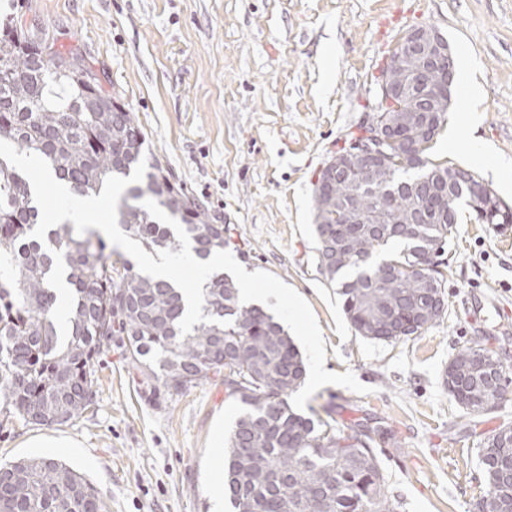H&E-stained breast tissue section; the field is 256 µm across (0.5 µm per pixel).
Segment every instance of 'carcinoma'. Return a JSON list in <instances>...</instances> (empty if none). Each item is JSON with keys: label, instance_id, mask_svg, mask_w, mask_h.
Returning <instances> with one entry per match:
<instances>
[{"label": "carcinoma", "instance_id": "carcinoma-1", "mask_svg": "<svg viewBox=\"0 0 512 512\" xmlns=\"http://www.w3.org/2000/svg\"><path fill=\"white\" fill-rule=\"evenodd\" d=\"M450 85L435 111L414 121L407 102L387 120L400 142L419 146L407 167L313 184L312 213L320 272L339 286L344 312L362 337L395 342L420 336L444 312L427 306L432 280L419 260L421 241L447 244L466 205L479 224H512V207L498 196L448 182L453 166L431 151L447 124ZM0 140L34 152L80 197L98 195L111 175L128 177L145 161L143 179L128 186L117 207L124 231L149 253L180 247L175 232L140 203L147 196L187 232L197 258L221 251L228 228L213 224L175 187L154 160L135 115L103 87L75 48L60 50L31 29L0 30ZM357 211L359 223L336 219V204ZM38 209L32 187L0 158V430L17 421L64 425L94 403V359L114 336L153 390L169 395L212 380L240 405L227 437L224 491L234 512H395L378 458V428L332 424L295 411L291 395L304 383L301 354L271 313L239 300L235 280L214 273L204 288L203 315L183 336L181 293L150 277L123 255L112 258L93 228L64 223L40 241L32 237ZM65 268L71 333L61 338L55 316L57 267ZM512 364L487 346H462L445 369V386L470 417L505 396ZM492 512H512V489L487 464L512 458V425L472 433ZM0 512H107L96 489L74 468L47 456L0 466Z\"/></svg>", "mask_w": 512, "mask_h": 512}]
</instances>
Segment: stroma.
Returning a JSON list of instances; mask_svg holds the SVG:
<instances>
[{
  "label": "stroma",
  "mask_w": 512,
  "mask_h": 512,
  "mask_svg": "<svg viewBox=\"0 0 512 512\" xmlns=\"http://www.w3.org/2000/svg\"><path fill=\"white\" fill-rule=\"evenodd\" d=\"M19 16L89 60L134 112L170 181L229 225V251L246 271L270 272L306 299L325 370L352 372L371 389L327 385L307 406L329 421L387 428L377 452L396 512H476L484 475L444 371L467 341L512 357V228L461 218L445 251L443 320L376 342L356 334L319 271L312 191L377 104L374 78L396 42L427 24L482 88L474 126L453 84L432 155L512 205V0H0V23ZM474 140L485 162L471 160ZM95 370L85 417L0 432V465L45 446L109 512H215L225 503L224 439L238 407L223 385L145 394L113 340Z\"/></svg>",
  "instance_id": "obj_1"
}]
</instances>
